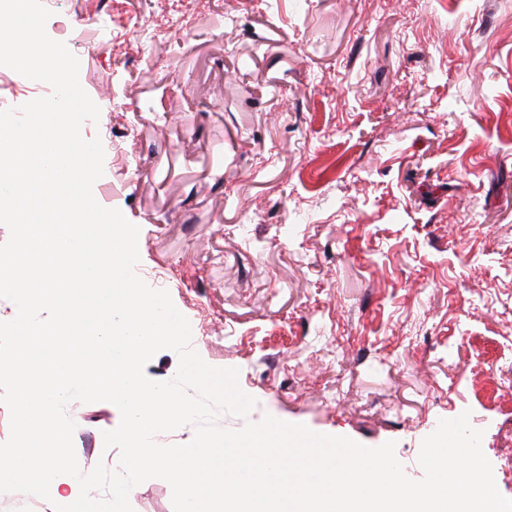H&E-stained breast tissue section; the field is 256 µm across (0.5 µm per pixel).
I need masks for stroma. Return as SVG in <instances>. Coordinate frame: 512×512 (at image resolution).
<instances>
[{
  "instance_id": "35a3bbf8",
  "label": "stroma",
  "mask_w": 512,
  "mask_h": 512,
  "mask_svg": "<svg viewBox=\"0 0 512 512\" xmlns=\"http://www.w3.org/2000/svg\"><path fill=\"white\" fill-rule=\"evenodd\" d=\"M186 13L184 28L159 25ZM99 107L97 202L140 229L209 365L271 415L376 448L469 412L512 451V0H57ZM0 66V107L49 95ZM82 472L109 402L71 403ZM133 512H174L170 484Z\"/></svg>"
}]
</instances>
